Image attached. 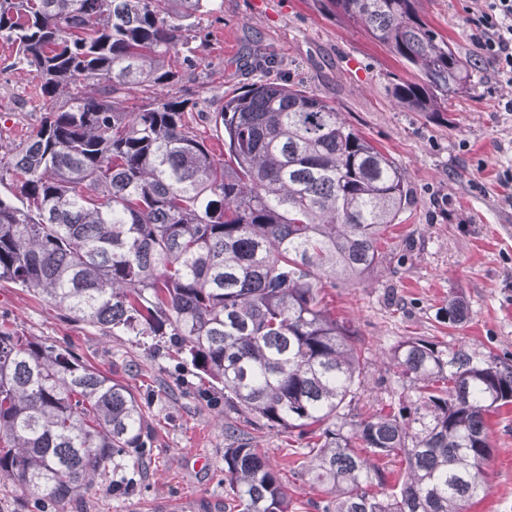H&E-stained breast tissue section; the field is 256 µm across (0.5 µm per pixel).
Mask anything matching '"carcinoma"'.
Masks as SVG:
<instances>
[{
  "instance_id": "cac0c4a2",
  "label": "carcinoma",
  "mask_w": 512,
  "mask_h": 512,
  "mask_svg": "<svg viewBox=\"0 0 512 512\" xmlns=\"http://www.w3.org/2000/svg\"><path fill=\"white\" fill-rule=\"evenodd\" d=\"M404 64L391 94L444 112L471 61L418 0H320ZM212 0H0L10 67L37 81L44 112L0 144V281L105 336H166L222 386L224 408L268 430L317 435L320 512H468L492 454L488 419L512 405V363L466 343L409 338L388 353L398 411L363 394L357 332L325 285L385 258L382 231L412 204L392 158L336 106L298 86L251 83L211 112L171 88L184 33ZM224 138L216 157L194 126ZM468 316L448 299V323ZM152 445L142 405L73 351L0 326V476L38 503L81 498ZM401 463L393 482L373 458ZM238 512H288L270 459L224 449Z\"/></svg>"
}]
</instances>
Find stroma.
Masks as SVG:
<instances>
[{
    "label": "stroma",
    "mask_w": 512,
    "mask_h": 512,
    "mask_svg": "<svg viewBox=\"0 0 512 512\" xmlns=\"http://www.w3.org/2000/svg\"><path fill=\"white\" fill-rule=\"evenodd\" d=\"M201 17L199 66L185 85L196 99L241 91L259 72L237 68L259 47L275 54L271 78L306 87L336 105L348 123L387 153L413 191V204L384 230L386 262L358 280H340L326 301L369 349V399L397 403L388 351L407 337L474 343L512 359V87L500 82L475 46L467 17L475 0H422L421 10L458 54L476 65L472 87L447 111L403 108L389 83L404 68L358 26L337 23L317 0H214ZM0 40V143L39 124L41 102L24 70H9ZM468 305L465 323L441 322L450 296ZM0 324L71 348L129 387L154 428L150 458L115 468L74 504L43 512H225L224 450L231 444L224 393L165 343L102 335L26 289L0 282ZM493 452L485 491L469 512H512V406L489 419ZM240 437L277 466L290 512H317L322 493L296 467L297 434L242 427ZM130 481L116 492L113 482Z\"/></svg>",
    "instance_id": "35a3bbf8"
}]
</instances>
